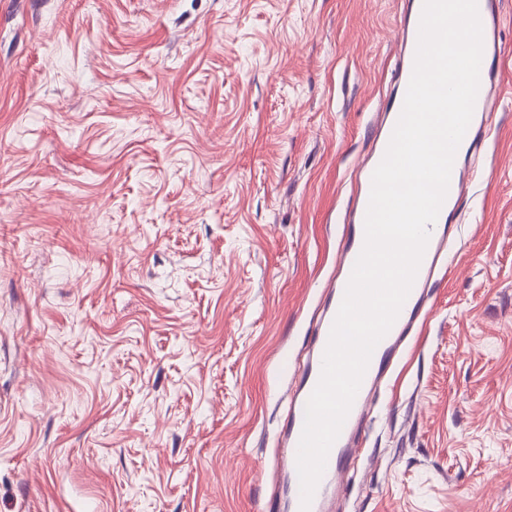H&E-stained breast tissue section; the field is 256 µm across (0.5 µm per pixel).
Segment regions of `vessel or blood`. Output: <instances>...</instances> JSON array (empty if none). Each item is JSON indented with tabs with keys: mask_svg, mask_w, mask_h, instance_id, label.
I'll return each instance as SVG.
<instances>
[{
	"mask_svg": "<svg viewBox=\"0 0 512 512\" xmlns=\"http://www.w3.org/2000/svg\"><path fill=\"white\" fill-rule=\"evenodd\" d=\"M423 0H409L402 14L401 56L394 78V93L383 104L375 116L377 135L369 152L358 163L355 179L358 186L357 199L349 213L346 231L338 245L335 274L324 285V301L321 316L311 331L309 357L305 364L289 365L288 375L295 380L296 387L290 401L288 422L282 442V459L288 472V512H300V483L296 458L301 438L305 408L316 387L322 370L323 355L329 334L354 264L360 254L365 237L364 223L367 212L372 175L382 160L392 132L402 111L405 94L413 70L419 22ZM478 11L483 30V54L494 56L500 53L501 10L499 0H478ZM503 82L497 70L488 65L480 67V87L474 113L469 127L460 143L467 150L480 149L484 144L487 118L494 111V94ZM469 183L461 166H453L444 208L440 210L434 224L429 227V241L411 291L389 332L375 347L342 430L331 447L325 471L318 483L310 512H327L330 499L336 494L342 475L357 461L361 450L352 437L363 429V422L371 410V393L381 383L395 364L396 357L407 336L426 307L425 291L439 271L446 266L448 240L454 231L448 222V211L456 207L463 198Z\"/></svg>",
	"mask_w": 512,
	"mask_h": 512,
	"instance_id": "obj_1",
	"label": "vessel or blood"
}]
</instances>
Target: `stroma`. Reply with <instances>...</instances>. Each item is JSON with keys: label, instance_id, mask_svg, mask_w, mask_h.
<instances>
[{"label": "stroma", "instance_id": "stroma-1", "mask_svg": "<svg viewBox=\"0 0 512 512\" xmlns=\"http://www.w3.org/2000/svg\"><path fill=\"white\" fill-rule=\"evenodd\" d=\"M405 0H0V512H261ZM506 84L330 512H512Z\"/></svg>", "mask_w": 512, "mask_h": 512}]
</instances>
